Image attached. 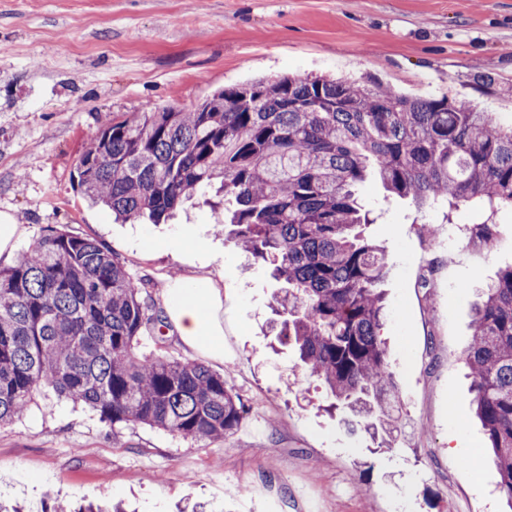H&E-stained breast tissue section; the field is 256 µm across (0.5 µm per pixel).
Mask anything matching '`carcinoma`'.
<instances>
[{"label":"carcinoma","instance_id":"1","mask_svg":"<svg viewBox=\"0 0 512 512\" xmlns=\"http://www.w3.org/2000/svg\"><path fill=\"white\" fill-rule=\"evenodd\" d=\"M88 139L78 186L124 223L158 224L210 190L222 197L224 237L286 284L274 297L280 343L330 408L391 447L400 398L381 334L387 261L361 231L372 220L357 187L374 172L419 208L512 209V123L446 96L297 76L224 89L188 111L147 106ZM470 238L489 248L497 225L481 216ZM150 327L163 345L155 303L116 256L48 229L0 268V426L48 387L114 427L227 440L244 420L240 398L202 361L137 353ZM471 331L472 404L512 509V265L482 289Z\"/></svg>","mask_w":512,"mask_h":512}]
</instances>
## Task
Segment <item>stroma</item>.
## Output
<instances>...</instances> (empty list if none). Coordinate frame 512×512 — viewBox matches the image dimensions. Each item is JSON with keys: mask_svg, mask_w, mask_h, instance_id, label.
<instances>
[{"mask_svg": "<svg viewBox=\"0 0 512 512\" xmlns=\"http://www.w3.org/2000/svg\"><path fill=\"white\" fill-rule=\"evenodd\" d=\"M348 77L408 97L449 95L512 119V0H0V214L22 228L18 257L52 227L102 242L163 305L171 281L213 277L234 331L223 359L187 347L174 328L137 350L204 361L246 407L227 442L138 426L48 391L0 427V502L49 512L103 500L128 512H504L499 474L472 416L470 340L478 287L512 265V211L496 216L489 249L453 214L359 189L375 218L365 234L387 253L383 336L403 405L395 444L378 448L326 413L331 398L304 379L292 348L268 329L280 288L250 264L205 204L165 224H117L89 204L76 167L107 118L150 106L190 109L259 79ZM494 86L477 83L478 75ZM434 228L423 238L421 224ZM434 278H427L429 264Z\"/></svg>", "mask_w": 512, "mask_h": 512, "instance_id": "stroma-1", "label": "stroma"}]
</instances>
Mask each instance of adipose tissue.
I'll return each mask as SVG.
<instances>
[{"instance_id": "obj_1", "label": "adipose tissue", "mask_w": 512, "mask_h": 512, "mask_svg": "<svg viewBox=\"0 0 512 512\" xmlns=\"http://www.w3.org/2000/svg\"><path fill=\"white\" fill-rule=\"evenodd\" d=\"M222 307L220 290L211 277H184L170 286L166 313L189 348L220 358L225 336Z\"/></svg>"}]
</instances>
